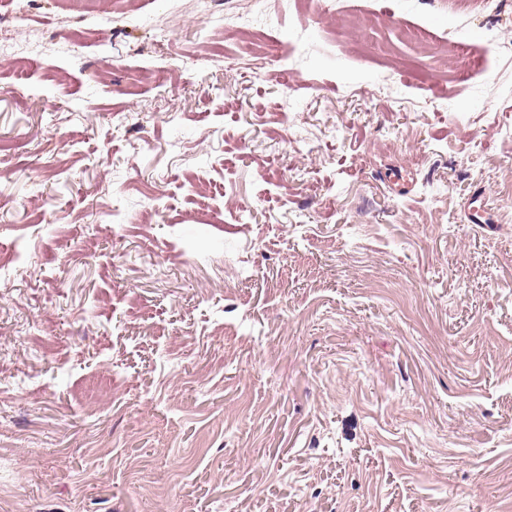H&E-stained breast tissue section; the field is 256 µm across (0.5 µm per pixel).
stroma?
<instances>
[{"label": "stroma", "instance_id": "obj_1", "mask_svg": "<svg viewBox=\"0 0 512 512\" xmlns=\"http://www.w3.org/2000/svg\"><path fill=\"white\" fill-rule=\"evenodd\" d=\"M72 2L0 0V512H512V0Z\"/></svg>", "mask_w": 512, "mask_h": 512}]
</instances>
